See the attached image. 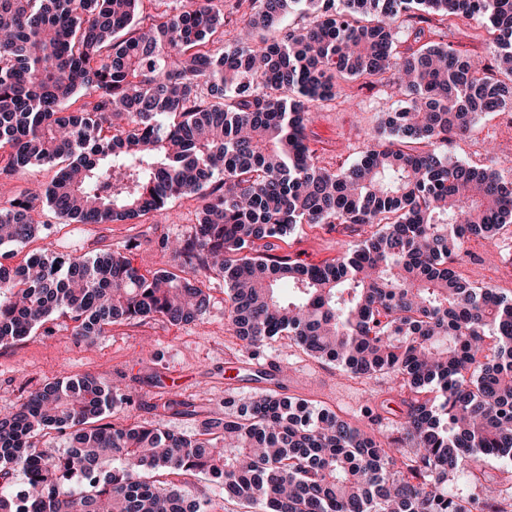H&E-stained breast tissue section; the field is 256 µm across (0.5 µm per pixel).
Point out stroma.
I'll return each instance as SVG.
<instances>
[{"instance_id": "obj_1", "label": "stroma", "mask_w": 512, "mask_h": 512, "mask_svg": "<svg viewBox=\"0 0 512 512\" xmlns=\"http://www.w3.org/2000/svg\"><path fill=\"white\" fill-rule=\"evenodd\" d=\"M344 91L345 98L315 108L307 124L309 146L326 167L353 160L384 113L402 100L392 85L368 86L356 81L345 84ZM448 156L511 179L512 126L498 115H487L479 134L450 145ZM200 209L199 199L185 196L162 217L129 224H75L41 205L37 218L48 226L46 237L0 247V261L15 266L27 253L45 247L88 257L123 250L141 272H153L167 261L160 239L191 234ZM350 238L341 224H301L279 241L276 252L321 264L336 259ZM131 240L136 241V248H128ZM511 249L512 229L501 231L492 242L483 243L481 263L464 258L457 270L466 279L511 295L512 272H504L500 265L502 253ZM211 295L207 314L186 325L174 326L160 319L117 324L95 342L85 343L72 336V321L61 315L22 342L0 345V417L46 383L89 374L135 398L131 404L114 403L107 417L111 423L136 422L191 436L197 431L196 422L174 418L162 408L170 392L205 410L220 412L225 395L246 397L284 386L290 396L360 421L375 432L390 433L404 409L407 389L385 376L369 379L346 374L335 364L305 353L285 336L247 348L227 325L222 281H214ZM269 360L281 365V380H252L254 367Z\"/></svg>"}]
</instances>
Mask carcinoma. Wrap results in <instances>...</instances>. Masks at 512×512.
I'll return each instance as SVG.
<instances>
[{
  "label": "carcinoma",
  "mask_w": 512,
  "mask_h": 512,
  "mask_svg": "<svg viewBox=\"0 0 512 512\" xmlns=\"http://www.w3.org/2000/svg\"><path fill=\"white\" fill-rule=\"evenodd\" d=\"M141 2L0 0V175L58 168L0 207V245L43 233L38 200L112 224L196 194L202 217L161 240L168 267L148 274L119 251L0 263V344L58 314L84 342L190 323L214 275L246 346L287 336L355 376L386 374L407 409L377 436L275 390L228 396L222 413L170 398L198 419L188 437L106 421L131 396L94 376L57 380L0 417V512H203L184 490L201 476L243 512H508L479 473L512 459V296L456 263L512 224V181L445 147L512 113V0H157L159 18ZM298 12L311 20L293 27ZM227 13L257 36L224 42ZM457 17L492 37L490 63L454 47ZM356 80L395 81L405 100L354 162L322 167L308 113ZM299 224L372 232L323 264L272 253ZM52 431L65 452L38 445ZM464 474L481 493L453 492Z\"/></svg>",
  "instance_id": "cac0c4a2"
}]
</instances>
